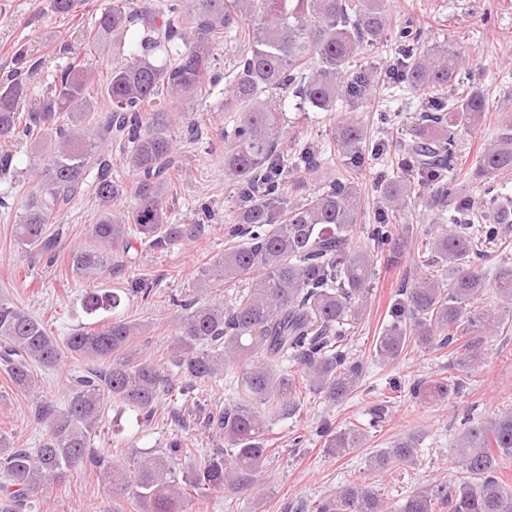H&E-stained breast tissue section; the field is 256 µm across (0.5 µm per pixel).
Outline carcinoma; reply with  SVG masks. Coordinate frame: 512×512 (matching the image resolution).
<instances>
[{
	"mask_svg": "<svg viewBox=\"0 0 512 512\" xmlns=\"http://www.w3.org/2000/svg\"><path fill=\"white\" fill-rule=\"evenodd\" d=\"M396 8V0H110L94 16L95 38L112 42L121 61L97 84L92 64L70 50L69 61L36 97L28 94L24 75L39 64L15 54V67L0 79V139L51 133L55 143L38 157L39 178L13 225L14 242L24 252H50L48 224L90 189L100 209L70 264L75 277L94 280L109 269L115 251L131 261L136 243L164 250L194 237L197 225L168 223L169 127L173 113L209 95L213 45L234 34L240 48L224 111L239 119L224 134V171L245 198L227 231L242 242L208 263L194 299L173 301L177 336L170 363L189 390L226 365L239 367L241 380L237 400L206 417L205 428L224 447L182 470L174 461L186 449L177 439L161 454L130 452L116 462L94 450L106 408L121 404L148 422L169 389L163 369L131 349L142 324L115 314L100 328L59 339L26 307L0 297V370L37 401V416L46 423L35 449L15 447L12 434L0 428V512H26L78 468L97 470L137 512H197L207 494L226 484L248 490L269 461L270 421L300 414L305 390L336 403L358 389L363 366L351 355L346 326L364 318L378 256L400 264L416 235L427 265L444 268L447 278L427 274L396 291L376 356L393 362L412 345L430 351L452 345L448 375L421 380L410 393L433 406L460 393L463 378L481 360L478 344L461 339L499 332L512 316V262L501 261L494 280L502 310L478 306L488 284L470 263L480 253L470 214L481 210L482 236L494 242L500 225L512 224V198L490 193L476 203L454 182L438 180L456 160V131L481 121L486 100L461 85L464 62L448 46L428 43L409 25L391 32ZM392 36L393 59L353 70L358 56ZM392 77L420 95L424 112L411 130L402 172L375 184L376 222L359 223L366 201L357 164L367 144L353 116L330 129L341 172L305 197L290 194L288 178L324 166L309 148L288 155L287 101L304 111L334 112L338 101L362 102L375 84ZM100 94L108 105L98 111ZM114 146L137 176L134 206L126 211L112 208L125 192L112 179ZM476 173H512L511 115L483 149ZM434 181L430 223L416 229L406 221L411 204ZM448 211L451 230L442 226ZM359 233L363 246L353 243ZM231 280L241 281L240 289L217 296ZM127 295L122 288L92 295L86 309L115 313ZM68 358L83 367L67 377L66 403L59 408L41 394L38 371L60 368ZM290 363L296 369H288ZM385 415L381 406L365 425L325 430L326 453L341 457L364 447L368 430ZM460 425L449 463L468 480L414 493L399 512H512V486L501 477V464L512 458V408L485 420L468 415ZM419 442L414 434L378 449L369 467L387 474L400 464L416 465ZM312 512L390 510L373 487L352 482L312 504Z\"/></svg>",
	"mask_w": 512,
	"mask_h": 512,
	"instance_id": "carcinoma-1",
	"label": "carcinoma"
}]
</instances>
